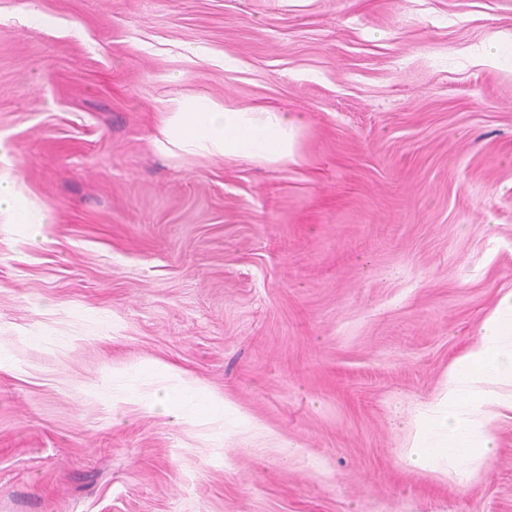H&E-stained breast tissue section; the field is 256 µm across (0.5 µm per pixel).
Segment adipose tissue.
<instances>
[{"label": "adipose tissue", "instance_id": "obj_1", "mask_svg": "<svg viewBox=\"0 0 512 512\" xmlns=\"http://www.w3.org/2000/svg\"><path fill=\"white\" fill-rule=\"evenodd\" d=\"M296 117L275 108H234L204 97L188 98L164 119L160 149H179L223 159L264 164L294 160ZM47 210L23 194L11 165L0 167V223L25 226L38 240ZM129 373L112 377L113 403L135 402L148 413L182 422L190 415L177 395H142ZM512 416V291L482 321L474 341L448 367L441 390L409 415L406 465L464 482L489 470L497 448L496 428Z\"/></svg>", "mask_w": 512, "mask_h": 512}]
</instances>
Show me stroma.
Instances as JSON below:
<instances>
[{"mask_svg": "<svg viewBox=\"0 0 512 512\" xmlns=\"http://www.w3.org/2000/svg\"><path fill=\"white\" fill-rule=\"evenodd\" d=\"M196 95L297 160L157 151ZM0 146V512H512V420L459 484L394 416L512 290V0H0ZM149 360L248 421L86 389ZM0 223L25 226L33 242L41 237L44 224H49L47 209L26 198L11 163L0 167Z\"/></svg>", "mask_w": 512, "mask_h": 512, "instance_id": "stroma-1", "label": "stroma"}]
</instances>
